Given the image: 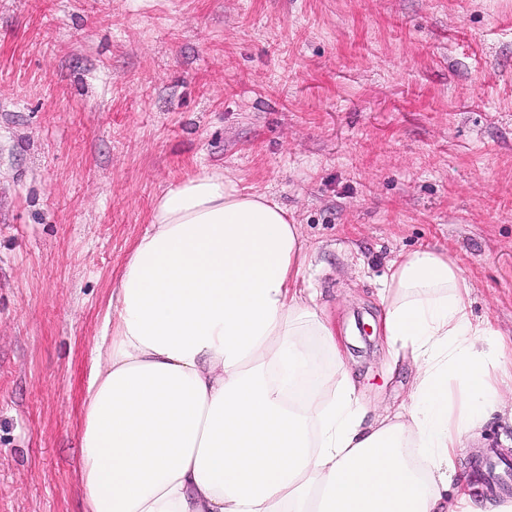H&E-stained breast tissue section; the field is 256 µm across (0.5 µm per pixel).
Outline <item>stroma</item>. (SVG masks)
I'll list each match as a JSON object with an SVG mask.
<instances>
[{
  "mask_svg": "<svg viewBox=\"0 0 512 512\" xmlns=\"http://www.w3.org/2000/svg\"><path fill=\"white\" fill-rule=\"evenodd\" d=\"M212 169L285 204L305 287L378 414L409 402L379 290L402 252L460 266L512 338V0H0V512H83L81 406L154 198ZM512 463L490 414L461 451Z\"/></svg>",
  "mask_w": 512,
  "mask_h": 512,
  "instance_id": "35a3bbf8",
  "label": "stroma"
}]
</instances>
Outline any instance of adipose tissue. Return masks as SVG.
Segmentation results:
<instances>
[{
    "label": "adipose tissue",
    "instance_id": "obj_1",
    "mask_svg": "<svg viewBox=\"0 0 512 512\" xmlns=\"http://www.w3.org/2000/svg\"><path fill=\"white\" fill-rule=\"evenodd\" d=\"M288 209L223 171L155 199L109 296L82 403L85 512H512L449 498L469 434L512 392V346L446 254L399 255L377 329L417 367L369 419L336 327L301 288Z\"/></svg>",
    "mask_w": 512,
    "mask_h": 512
}]
</instances>
